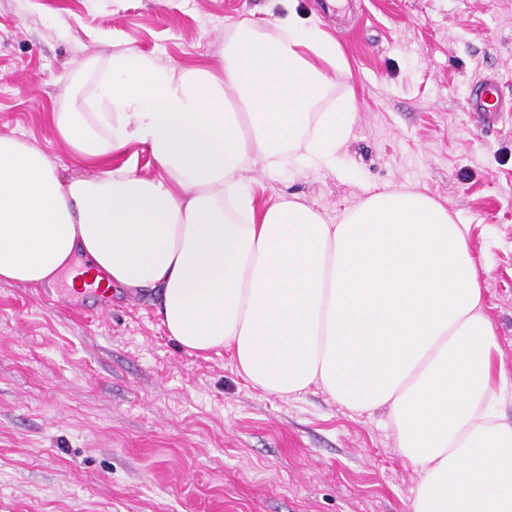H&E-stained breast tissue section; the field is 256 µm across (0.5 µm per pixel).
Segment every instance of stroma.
Listing matches in <instances>:
<instances>
[{
    "label": "stroma",
    "instance_id": "stroma-1",
    "mask_svg": "<svg viewBox=\"0 0 512 512\" xmlns=\"http://www.w3.org/2000/svg\"><path fill=\"white\" fill-rule=\"evenodd\" d=\"M315 18L349 69L323 107L355 92L345 178H261L258 205L296 195L336 223L367 189L408 185L471 227L490 267L487 311L512 373V132L477 123L471 81L512 98V0H0V136L84 174L51 122L81 109L87 63L120 43L177 69L218 64L224 32L289 11ZM419 481L383 412L314 386L253 387L230 351L182 350L155 296L102 304L71 288L0 283V512H410Z\"/></svg>",
    "mask_w": 512,
    "mask_h": 512
}]
</instances>
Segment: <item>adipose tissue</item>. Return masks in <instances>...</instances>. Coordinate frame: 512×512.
I'll return each mask as SVG.
<instances>
[{
  "instance_id": "obj_1",
  "label": "adipose tissue",
  "mask_w": 512,
  "mask_h": 512,
  "mask_svg": "<svg viewBox=\"0 0 512 512\" xmlns=\"http://www.w3.org/2000/svg\"><path fill=\"white\" fill-rule=\"evenodd\" d=\"M346 68L336 40L293 12L273 36L261 20L231 26L216 67L113 51L82 111L52 115L96 174L62 177L0 136V282L49 286L83 257L103 285L157 295L186 351H231L253 387L315 385L349 410H386L419 473L411 512H512V374L469 225L399 186L335 224L295 195L257 204L251 173L284 150L336 167L355 97L316 106ZM133 145L159 177L110 167Z\"/></svg>"
}]
</instances>
